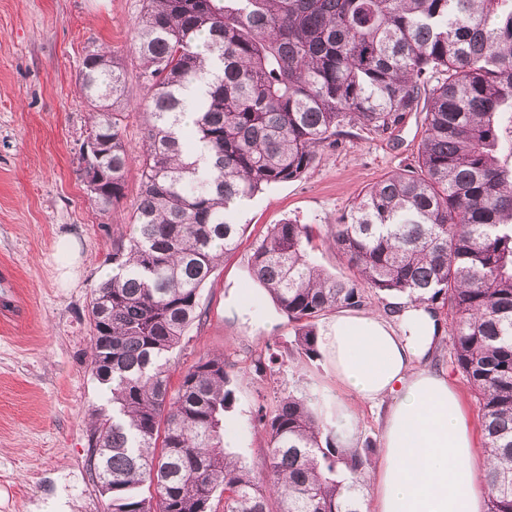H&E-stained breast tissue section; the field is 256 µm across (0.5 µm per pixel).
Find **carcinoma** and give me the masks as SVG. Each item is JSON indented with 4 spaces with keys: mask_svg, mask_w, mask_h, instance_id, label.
I'll return each mask as SVG.
<instances>
[{
    "mask_svg": "<svg viewBox=\"0 0 512 512\" xmlns=\"http://www.w3.org/2000/svg\"><path fill=\"white\" fill-rule=\"evenodd\" d=\"M132 41L146 90L140 191L89 314V371L112 403L89 466L108 512H361L374 448L343 447L305 398L258 406L262 470L225 451L233 385L273 370L271 346L238 370L203 356L174 392L168 354L207 314L200 291L237 247L239 207L303 178L344 128L391 134L409 112L424 113L416 166L363 188L328 225L352 274L316 264L313 225L289 219L255 246L249 277L311 361L317 322L370 292L446 304L492 464L488 512H512V0H145ZM203 80L196 118L176 130ZM79 88L100 173L90 203L104 212L125 197L131 160L121 63L86 55Z\"/></svg>",
    "mask_w": 512,
    "mask_h": 512,
    "instance_id": "cac0c4a2",
    "label": "carcinoma"
}]
</instances>
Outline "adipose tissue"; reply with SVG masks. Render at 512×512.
Here are the masks:
<instances>
[{
	"label": "adipose tissue",
	"instance_id": "adipose-tissue-1",
	"mask_svg": "<svg viewBox=\"0 0 512 512\" xmlns=\"http://www.w3.org/2000/svg\"><path fill=\"white\" fill-rule=\"evenodd\" d=\"M401 320L398 330L378 313L337 310L318 336L337 392L316 394L314 407L348 448L357 407L383 410L364 512H486L490 463L447 374L421 365L432 353L434 322L421 308Z\"/></svg>",
	"mask_w": 512,
	"mask_h": 512
}]
</instances>
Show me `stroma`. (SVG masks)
<instances>
[{"instance_id":"obj_1","label":"stroma","mask_w":512,"mask_h":512,"mask_svg":"<svg viewBox=\"0 0 512 512\" xmlns=\"http://www.w3.org/2000/svg\"><path fill=\"white\" fill-rule=\"evenodd\" d=\"M143 0H0V266L11 267L21 311L0 318V512H107L89 470L92 416L110 410L104 385L88 369L92 292L111 270L112 237L134 210L144 136V90L131 32ZM110 48L122 64L128 97L126 144L133 156L126 196L108 211L94 209L80 175V147L90 108L79 89L86 53ZM423 115L408 113L393 133L356 128L320 152L302 179L257 194L237 217L246 230L237 250L218 265L200 292L207 310L171 354L170 384L206 354L250 365L266 344L279 354L274 374L237 381L225 448L242 465L260 468L266 438L255 414L287 393L312 386L335 391L322 360L299 357L294 333L270 297L248 276L254 245L271 225L292 219L327 231L366 186L414 165ZM80 246L70 285L60 278L55 245ZM439 338L427 367L454 382L472 426L475 401L448 347L451 315L436 310Z\"/></svg>"}]
</instances>
